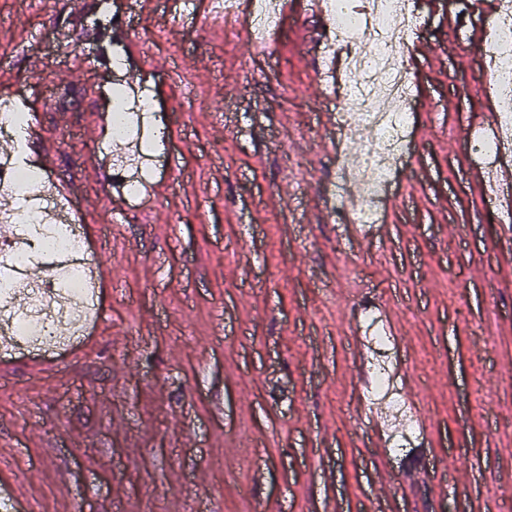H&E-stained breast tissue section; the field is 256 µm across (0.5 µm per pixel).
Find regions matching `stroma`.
Here are the masks:
<instances>
[{"label":"stroma","instance_id":"35a3bbf8","mask_svg":"<svg viewBox=\"0 0 512 512\" xmlns=\"http://www.w3.org/2000/svg\"><path fill=\"white\" fill-rule=\"evenodd\" d=\"M127 29L124 72L159 111L150 200L101 227L112 286L97 347L69 381L0 389V462L32 512H512V221L472 173L491 103L471 33L439 0L410 43L420 101L384 221L360 240L325 211L336 181V72L313 16L259 48L205 0H0V66L59 140L53 173L89 219L109 76L101 13ZM200 91L204 102L185 93ZM64 104L42 108L51 88ZM383 303L419 447L368 446L350 325Z\"/></svg>","mask_w":512,"mask_h":512}]
</instances>
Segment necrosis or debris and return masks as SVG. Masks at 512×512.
I'll return each instance as SVG.
<instances>
[{"label":"necrosis or debris","instance_id":"4bbe7bcc","mask_svg":"<svg viewBox=\"0 0 512 512\" xmlns=\"http://www.w3.org/2000/svg\"><path fill=\"white\" fill-rule=\"evenodd\" d=\"M355 9L350 0H326L324 57L345 52V82L335 99L336 128L344 138L370 130L354 152L337 151L340 174L356 170L365 184L356 202L333 200L336 221L353 219L373 230L385 195L404 169L411 149L410 128L417 110L414 78L407 68L408 41L421 29L418 0H365ZM485 96L496 119L492 134L468 140L471 153L486 168L512 152V0H498L496 16L478 54ZM18 91L0 95V142L8 149L0 163V191L14 204L0 211V223L13 235L0 244V334L12 351L48 355L62 349L90 324L96 311L94 280L100 270L78 226L79 215L45 179L42 164L20 155V134L30 113L20 108ZM374 357L368 379L374 396L387 399L386 411L399 425L391 439L394 453L417 441L420 429L404 404L390 373L393 336L371 329Z\"/></svg>","mask_w":512,"mask_h":512}]
</instances>
